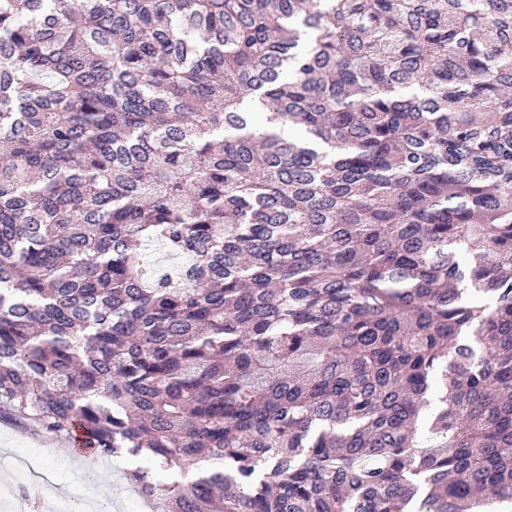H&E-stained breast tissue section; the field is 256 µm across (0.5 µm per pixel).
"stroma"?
<instances>
[{
  "label": "stroma",
  "instance_id": "1",
  "mask_svg": "<svg viewBox=\"0 0 512 512\" xmlns=\"http://www.w3.org/2000/svg\"><path fill=\"white\" fill-rule=\"evenodd\" d=\"M30 455L38 456L52 473V488L17 480L15 460ZM122 470L121 461L113 458L100 459L95 469H87L66 439L0 423V512H70L74 486L91 475L97 479L96 503L107 504L108 512H128L125 497L130 489Z\"/></svg>",
  "mask_w": 512,
  "mask_h": 512
}]
</instances>
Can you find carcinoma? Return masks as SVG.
I'll return each mask as SVG.
<instances>
[{"label":"carcinoma","instance_id":"cac0c4a2","mask_svg":"<svg viewBox=\"0 0 512 512\" xmlns=\"http://www.w3.org/2000/svg\"><path fill=\"white\" fill-rule=\"evenodd\" d=\"M0 422L166 512H512V0H0Z\"/></svg>","mask_w":512,"mask_h":512}]
</instances>
